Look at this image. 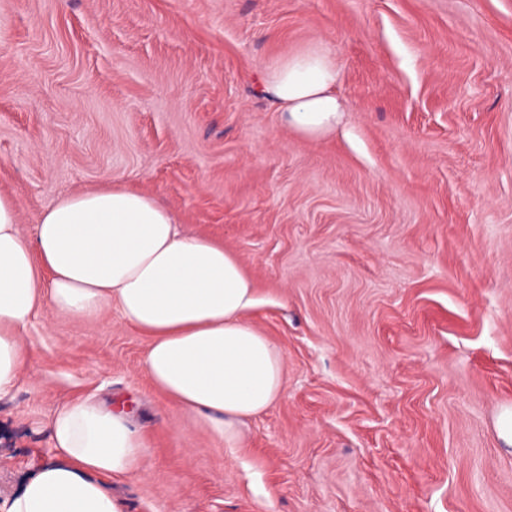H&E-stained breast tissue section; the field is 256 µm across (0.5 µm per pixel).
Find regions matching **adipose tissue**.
Masks as SVG:
<instances>
[{
    "instance_id": "1",
    "label": "adipose tissue",
    "mask_w": 512,
    "mask_h": 512,
    "mask_svg": "<svg viewBox=\"0 0 512 512\" xmlns=\"http://www.w3.org/2000/svg\"><path fill=\"white\" fill-rule=\"evenodd\" d=\"M336 59L315 44L269 63L260 85L285 125L307 138L335 131L344 110ZM0 195V396L19 381L27 331L44 309L90 320L116 310L150 338L143 368L156 390L225 447L284 394L283 360L253 326V281L223 244L184 234L154 196L121 184L59 197L33 236ZM61 461L29 479L0 512H124L109 479L136 473L147 445L123 411L91 399L55 409Z\"/></svg>"
}]
</instances>
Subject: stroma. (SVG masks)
Wrapping results in <instances>:
<instances>
[{"label": "stroma", "instance_id": "obj_1", "mask_svg": "<svg viewBox=\"0 0 512 512\" xmlns=\"http://www.w3.org/2000/svg\"><path fill=\"white\" fill-rule=\"evenodd\" d=\"M317 42L346 112L306 139L259 78ZM115 181L238 257L284 395L224 447L153 388L147 336L43 311L0 397V506L90 398L147 444L124 512H512V0H0L22 233Z\"/></svg>", "mask_w": 512, "mask_h": 512}]
</instances>
